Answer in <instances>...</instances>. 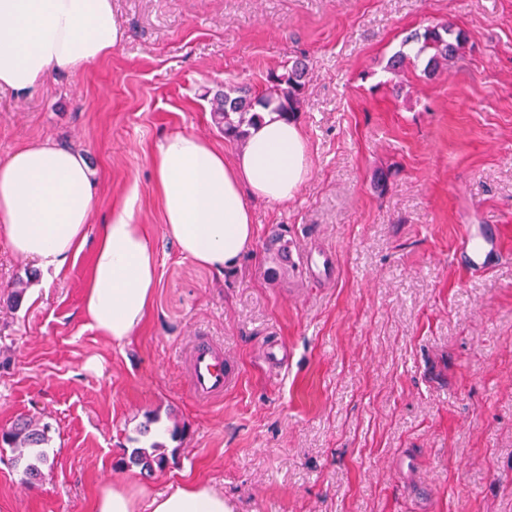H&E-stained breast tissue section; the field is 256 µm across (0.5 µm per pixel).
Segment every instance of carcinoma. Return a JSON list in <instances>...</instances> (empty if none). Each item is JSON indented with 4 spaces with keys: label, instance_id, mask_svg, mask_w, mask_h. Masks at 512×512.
Returning a JSON list of instances; mask_svg holds the SVG:
<instances>
[{
    "label": "carcinoma",
    "instance_id": "carcinoma-1",
    "mask_svg": "<svg viewBox=\"0 0 512 512\" xmlns=\"http://www.w3.org/2000/svg\"><path fill=\"white\" fill-rule=\"evenodd\" d=\"M418 44L414 55L404 51L398 52L390 61V68L397 71L403 68L409 59L418 61L425 57V71H434L441 63L457 54L462 43V33L448 24L427 28L404 40V44ZM306 64L296 59L284 67L281 73H270L267 77L268 86L259 95H252L248 90L235 85L224 87V94L212 103L214 123L224 136L242 141L246 138L247 127L260 119L256 108H266L276 104L275 111L287 118H296L304 105V78ZM49 428L31 420H20L9 431L0 433V444L17 451L14 463L22 467V473L30 484L39 482L43 473L39 464L46 460L45 445L49 443ZM129 462L141 467L150 474L156 470H164L168 458L162 454H153L144 448H135L129 456Z\"/></svg>",
    "mask_w": 512,
    "mask_h": 512
}]
</instances>
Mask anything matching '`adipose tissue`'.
Listing matches in <instances>:
<instances>
[{
  "instance_id": "obj_1",
  "label": "adipose tissue",
  "mask_w": 512,
  "mask_h": 512,
  "mask_svg": "<svg viewBox=\"0 0 512 512\" xmlns=\"http://www.w3.org/2000/svg\"><path fill=\"white\" fill-rule=\"evenodd\" d=\"M122 32L112 0H0V90L25 93L55 71L104 58ZM164 232L180 253L221 272L251 248V203H285L312 173L298 122L264 111L233 158L209 140L175 131L152 159ZM95 197L93 173L77 150L34 142L0 161V236L16 256L43 272L60 273L83 248ZM157 253L147 225L130 210L99 225L83 312L90 327L115 346L135 334L157 281ZM228 512L222 493L205 483L147 496L113 484L95 512Z\"/></svg>"
}]
</instances>
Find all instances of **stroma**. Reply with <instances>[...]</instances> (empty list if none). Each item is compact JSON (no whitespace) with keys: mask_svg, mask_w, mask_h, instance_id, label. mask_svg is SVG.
<instances>
[{"mask_svg":"<svg viewBox=\"0 0 512 512\" xmlns=\"http://www.w3.org/2000/svg\"><path fill=\"white\" fill-rule=\"evenodd\" d=\"M112 54L28 93H0V159L51 140L95 172L89 237L56 276L0 240V430L50 427L44 479L0 448V512H92L102 488L157 494L195 480L231 512H512V0H112ZM467 41L434 75L388 70L411 34ZM308 65L297 121L312 175L294 199L253 204L256 238L216 273L163 233L152 156L174 131L233 157L215 126L225 84L261 92ZM132 203L158 283L140 330L115 346L82 296L99 224ZM466 224H494L504 255L483 275L454 261ZM331 254L284 267L273 235ZM22 304L5 305L17 285ZM211 337L241 378L209 404L185 356ZM279 345L282 363L268 351ZM184 425L169 463L149 419ZM129 462L150 474L155 470H164L168 465V458L162 454L148 453L144 448H135L129 456Z\"/></svg>","mask_w":512,"mask_h":512,"instance_id":"1","label":"stroma"}]
</instances>
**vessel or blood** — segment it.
<instances>
[{
  "label": "vessel or blood",
  "instance_id": "obj_1",
  "mask_svg": "<svg viewBox=\"0 0 512 512\" xmlns=\"http://www.w3.org/2000/svg\"><path fill=\"white\" fill-rule=\"evenodd\" d=\"M501 254L498 241L475 234L464 228L455 255L467 270L484 269ZM189 391L198 401L222 399L225 391L234 387L240 377L238 364L225 357L222 346L206 337L198 338L187 354Z\"/></svg>",
  "mask_w": 512,
  "mask_h": 512
}]
</instances>
